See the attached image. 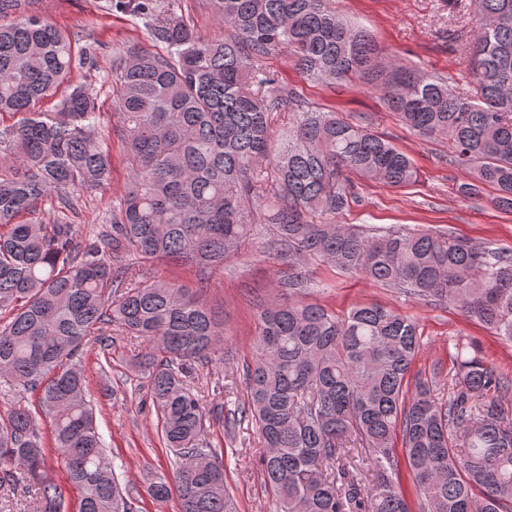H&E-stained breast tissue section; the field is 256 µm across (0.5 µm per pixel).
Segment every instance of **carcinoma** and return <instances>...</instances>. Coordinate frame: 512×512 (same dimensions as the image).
<instances>
[{
	"mask_svg": "<svg viewBox=\"0 0 512 512\" xmlns=\"http://www.w3.org/2000/svg\"><path fill=\"white\" fill-rule=\"evenodd\" d=\"M208 3L229 35L203 40L158 0H107L165 53L112 60L119 124L104 130L97 94L70 84L77 64L97 66L95 52L75 55L39 0H0V16L15 17L0 25V114H24L0 127V153L17 163L0 173V387L40 391L37 405L16 402L0 414V489L36 487V512H67L71 490L78 512H136L78 367L83 346L94 338L106 348L116 330L148 346L138 364L175 468L172 479H149L158 502L175 495L180 512H238L224 450L206 440L210 414L229 434L255 426L274 512H412L399 484L398 437L418 512H512V408L500 399L512 379L465 343L446 396L436 374L410 376L421 346L413 317L381 303L339 317L294 299L319 260L452 303L512 342V251L449 230L376 234L336 223L359 199L350 174L401 188L418 181V168L368 128L305 105L263 68L285 49L310 80H366L413 130L450 139L449 164L474 170L460 194L490 185L493 205L512 212V0H477L465 95L444 78L385 62L371 34L327 0ZM64 85L59 111L37 108ZM282 111L301 118L278 133L271 114ZM107 133L125 141L128 181L109 231L85 244L72 219L75 193L110 185ZM52 194L46 220L39 204ZM25 212L32 218L18 220ZM260 224L272 226L265 253H288L284 296L258 304L254 358L243 368L247 401L209 412L188 378L224 363V322L202 289ZM157 260L195 269L198 289L157 277ZM42 416L52 421L66 487L48 466Z\"/></svg>",
	"mask_w": 512,
	"mask_h": 512,
	"instance_id": "carcinoma-1",
	"label": "carcinoma"
}]
</instances>
